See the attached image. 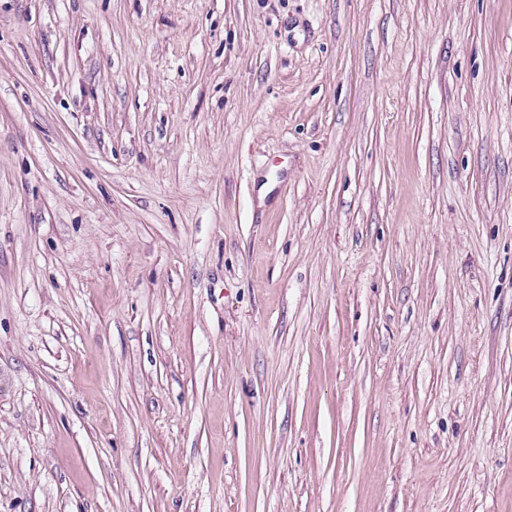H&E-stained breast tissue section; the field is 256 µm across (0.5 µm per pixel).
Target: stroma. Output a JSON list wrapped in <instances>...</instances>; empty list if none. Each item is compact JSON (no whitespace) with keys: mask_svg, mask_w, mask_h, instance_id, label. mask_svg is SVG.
<instances>
[{"mask_svg":"<svg viewBox=\"0 0 512 512\" xmlns=\"http://www.w3.org/2000/svg\"><path fill=\"white\" fill-rule=\"evenodd\" d=\"M0 512H512V0H0Z\"/></svg>","mask_w":512,"mask_h":512,"instance_id":"35a3bbf8","label":"stroma"}]
</instances>
